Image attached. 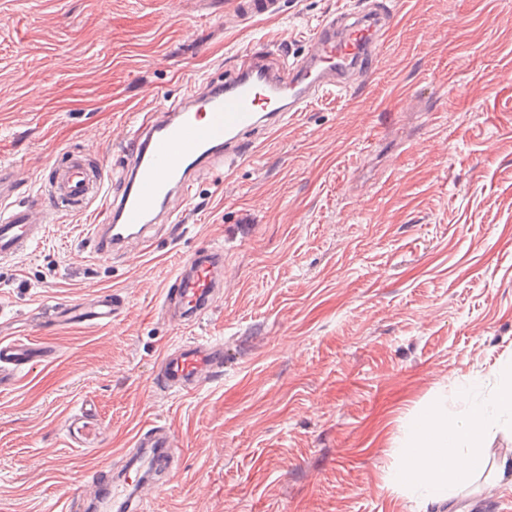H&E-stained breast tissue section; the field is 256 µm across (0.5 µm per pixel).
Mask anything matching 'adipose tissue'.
I'll return each mask as SVG.
<instances>
[{"label": "adipose tissue", "instance_id": "1", "mask_svg": "<svg viewBox=\"0 0 512 512\" xmlns=\"http://www.w3.org/2000/svg\"><path fill=\"white\" fill-rule=\"evenodd\" d=\"M493 377L489 389L478 379L456 385L450 408L415 423L396 482L428 502L453 499L473 484L485 464L486 433L512 418V360Z\"/></svg>", "mask_w": 512, "mask_h": 512}]
</instances>
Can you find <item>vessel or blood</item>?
Listing matches in <instances>:
<instances>
[{"mask_svg": "<svg viewBox=\"0 0 512 512\" xmlns=\"http://www.w3.org/2000/svg\"><path fill=\"white\" fill-rule=\"evenodd\" d=\"M243 19L279 17L285 0H231ZM397 21L396 0H379L373 12L324 20L306 43L303 58L285 66L276 42L239 56L225 84L203 82L186 87L180 99L136 118L127 136L134 142L119 178L82 151L67 152L50 165L36 191V203L48 215L92 214L107 203L109 223L91 225L89 240L98 255L126 254L132 243L148 242V233L178 216L177 202L189 195L202 172L223 160L232 169L251 153L262 135L282 129L291 114L306 111L325 93L346 90L367 74L378 42ZM120 190H113V181ZM24 183L16 168L0 163V261L14 260L37 245L45 227L30 223L26 205L16 199ZM224 286V248L210 244L187 256L162 290L160 309L174 326L185 327L205 314ZM125 309L121 293L101 294L90 303L67 301L46 312L49 326L108 325ZM50 348L28 339H0V388L51 358ZM224 371V343L203 339L164 350L157 359L152 386L190 393L200 379ZM139 453L124 472L113 474L103 462L85 489L66 495L65 512H145L149 494L173 476L177 440L170 427L149 425L133 437Z\"/></svg>", "mask_w": 512, "mask_h": 512, "instance_id": "vessel-or-blood-1", "label": "vessel or blood"}]
</instances>
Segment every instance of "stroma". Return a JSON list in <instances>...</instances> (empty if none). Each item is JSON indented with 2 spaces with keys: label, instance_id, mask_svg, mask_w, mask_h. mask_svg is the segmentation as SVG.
<instances>
[{
  "label": "stroma",
  "instance_id": "1",
  "mask_svg": "<svg viewBox=\"0 0 512 512\" xmlns=\"http://www.w3.org/2000/svg\"><path fill=\"white\" fill-rule=\"evenodd\" d=\"M230 0H0V162L37 181L94 134L119 171L133 113L225 82L261 37L299 56L367 0H285L243 22ZM380 62L203 177L178 231L129 261L93 254L85 215L0 263V338L54 362L0 390V512H62L135 430H175L178 471L150 512H512V472L426 504L389 477L418 416L512 359V0H401ZM224 247L227 286L179 329L159 314L182 260ZM118 289L109 326L41 329L59 301ZM220 338V381L150 387L168 346Z\"/></svg>",
  "mask_w": 512,
  "mask_h": 512
}]
</instances>
